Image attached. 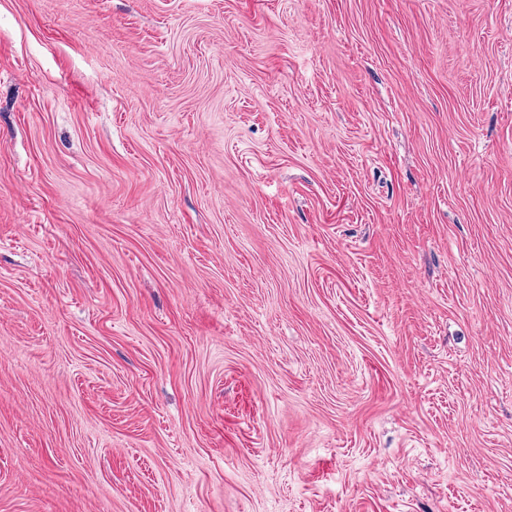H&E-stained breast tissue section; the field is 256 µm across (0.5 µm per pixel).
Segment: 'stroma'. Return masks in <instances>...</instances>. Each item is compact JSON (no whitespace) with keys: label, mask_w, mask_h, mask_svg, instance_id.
Segmentation results:
<instances>
[{"label":"stroma","mask_w":512,"mask_h":512,"mask_svg":"<svg viewBox=\"0 0 512 512\" xmlns=\"http://www.w3.org/2000/svg\"><path fill=\"white\" fill-rule=\"evenodd\" d=\"M0 512H512V0H0Z\"/></svg>","instance_id":"35a3bbf8"}]
</instances>
